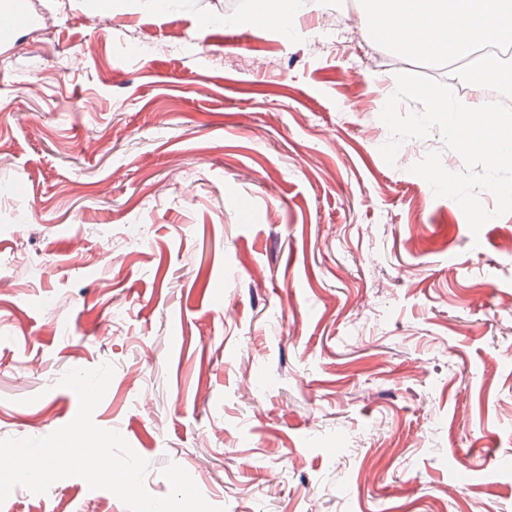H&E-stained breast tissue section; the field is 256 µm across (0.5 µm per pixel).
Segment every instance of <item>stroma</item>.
<instances>
[{"mask_svg":"<svg viewBox=\"0 0 512 512\" xmlns=\"http://www.w3.org/2000/svg\"><path fill=\"white\" fill-rule=\"evenodd\" d=\"M30 0L0 43V438L95 423L226 512H512V214L385 163L410 61L312 0ZM150 49L131 56L130 46ZM0 512H127L72 477ZM251 16L279 30L288 37L296 31V26L289 23L293 17L300 15L299 1L296 0H252Z\"/></svg>","mask_w":512,"mask_h":512,"instance_id":"1","label":"stroma"}]
</instances>
